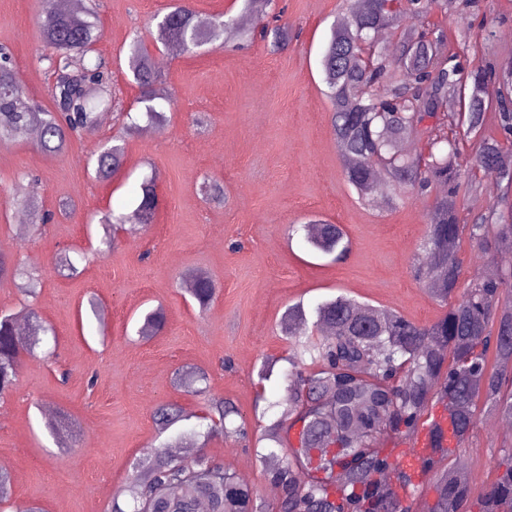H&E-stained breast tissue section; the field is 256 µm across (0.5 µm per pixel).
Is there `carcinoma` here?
Returning a JSON list of instances; mask_svg holds the SVG:
<instances>
[{"label": "carcinoma", "mask_w": 512, "mask_h": 512, "mask_svg": "<svg viewBox=\"0 0 512 512\" xmlns=\"http://www.w3.org/2000/svg\"><path fill=\"white\" fill-rule=\"evenodd\" d=\"M475 0H353L330 29L320 59L325 95L332 103L330 124L347 182L363 199L383 180L418 195L442 187L434 199L435 217L419 247L415 276L445 313L422 326L395 312L383 313L346 294L318 303L313 328L299 307L288 311L289 370L283 421L264 437L288 448L278 459L258 451L270 482L280 490L276 512H414L412 473L380 441L395 435L408 440L420 428L429 432L433 452L418 460L434 477L433 501L425 512H512V448L500 449L496 476L472 495L470 471L443 447L442 429L430 413L442 405L457 446L475 433L487 409L512 419V264L497 266L492 277L461 281L463 238L492 262L512 256V58L471 66L446 53L443 29L425 25L433 12L448 14ZM271 0H242V13L263 21ZM401 31L397 41L379 45L377 30ZM260 37L274 50L287 44L286 27L245 28L235 17L199 18L186 5L170 10L157 26V41L175 42L187 52L224 38ZM40 37L50 50L53 108L30 98L16 76L12 55L0 47V140L38 134L48 155L65 151L74 138L95 129L99 114L115 106L108 68L94 56L101 30L84 12H47ZM128 69L140 89L138 103L151 118L169 103L152 53L140 36L129 45ZM498 81L500 138L482 134L483 87ZM461 109L448 113V92ZM427 133V152L415 156L402 145ZM121 145H104L94 154L95 175L108 179L123 166ZM495 181L498 194L487 211L466 218L461 190ZM21 202L47 224L39 210L35 183ZM159 205L153 178L146 177L127 211L110 215L114 224L145 226ZM305 239L315 250L341 258L348 250L339 224L311 220ZM189 294L206 310L217 289L210 276L191 277ZM165 324L164 312L146 314L139 335L149 338ZM53 329L37 317L26 335L9 314L0 313V396L18 384L22 354H35ZM237 416L240 422L230 420ZM185 411L159 404L153 420L163 433L188 420ZM208 433L247 440L250 424L235 403L206 395ZM162 442L153 457L137 463V474L112 500L110 512H266L258 490L201 455L187 466Z\"/></svg>", "instance_id": "1"}]
</instances>
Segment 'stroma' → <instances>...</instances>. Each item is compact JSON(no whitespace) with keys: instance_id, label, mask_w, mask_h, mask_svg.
Masks as SVG:
<instances>
[{"instance_id":"35a3bbf8","label":"stroma","mask_w":512,"mask_h":512,"mask_svg":"<svg viewBox=\"0 0 512 512\" xmlns=\"http://www.w3.org/2000/svg\"><path fill=\"white\" fill-rule=\"evenodd\" d=\"M172 0H94L103 31L96 48L115 81L120 109L58 156L41 151L36 135L0 142V251L35 268L41 280L27 300L17 280H0V312L36 314L56 334L52 353L23 357L15 390L0 398V469L13 480L6 512H107L112 496L140 458L154 453L159 403L182 406L189 420L169 431L189 449L186 463L207 454L254 485L266 502L279 491L252 450L217 434L200 443L178 432L205 430L203 397L177 386L179 370H204L212 393L232 399L249 422L278 420L284 407L288 341L281 321L289 306L305 310L346 294L420 324L443 313L414 278L417 248L433 199L383 184L374 201L359 199L344 176L331 132L319 58L330 27L352 0H277L295 38L273 52L262 41L244 47L204 46L178 52L158 68L170 96L166 122L141 120L126 134L121 109L139 90L128 70L133 34L148 35ZM41 0H0V46L13 57L21 86L43 105L53 79L42 61ZM447 48L471 62L512 55V0H479L475 11L432 14ZM123 143L125 166L99 181L88 164L102 144ZM157 175L159 206L146 228L102 242L101 218L124 212L143 175ZM41 181L52 220L42 230L18 223L12 201L25 175ZM224 200L207 199V182ZM342 225L347 256L316 254L299 226L309 217ZM85 252L80 274L57 268L61 252ZM203 271L217 293L199 310L184 290L187 273ZM164 329L141 339L137 328L154 308ZM274 359L269 381L258 378ZM457 450L474 478L473 494L493 479L499 451L512 433L489 426Z\"/></svg>"}]
</instances>
